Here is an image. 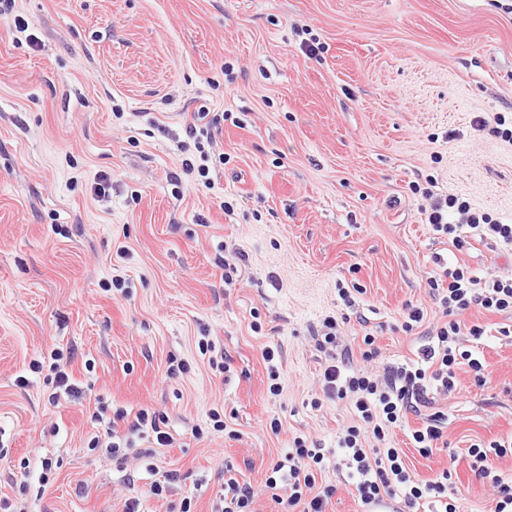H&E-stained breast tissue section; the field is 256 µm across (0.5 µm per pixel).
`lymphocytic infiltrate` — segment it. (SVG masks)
<instances>
[{
	"instance_id": "1",
	"label": "lymphocytic infiltrate",
	"mask_w": 512,
	"mask_h": 512,
	"mask_svg": "<svg viewBox=\"0 0 512 512\" xmlns=\"http://www.w3.org/2000/svg\"><path fill=\"white\" fill-rule=\"evenodd\" d=\"M463 215L460 224L451 223V213ZM428 221L434 231L445 235L456 249L467 248L472 238L493 240L512 249V224L472 210L468 202L456 196L433 197ZM445 316L426 334L417 361L400 366H384L369 371L355 368L349 355L327 365L322 373L324 394L347 403L357 416V424L348 426L336 439V461L344 467L362 504L377 505L401 500L408 512H420L424 502L437 504L438 512H462L460 497L448 489L450 470L433 480L415 479L400 449L391 445L395 428L401 427L408 414L422 418V425L411 433L420 454H431L444 434L448 417L432 411L433 391L451 392L456 387V369L467 365L475 383L486 384L487 365L475 342L484 336L481 326L466 325L465 314L472 308L491 313L512 312V273L480 278L461 267H443L428 281ZM473 345L464 346V337ZM468 454L478 462V474L490 479L496 494L494 512H512V479L494 472L495 459L506 456L501 442L471 445ZM326 454L308 446L304 438L293 441L291 451L273 463L265 480L275 493L281 512H327L333 487H319L315 474Z\"/></svg>"
}]
</instances>
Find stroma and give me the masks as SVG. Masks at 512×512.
Instances as JSON below:
<instances>
[{"label":"stroma","mask_w":512,"mask_h":512,"mask_svg":"<svg viewBox=\"0 0 512 512\" xmlns=\"http://www.w3.org/2000/svg\"><path fill=\"white\" fill-rule=\"evenodd\" d=\"M202 107L219 119L208 185L182 170ZM499 113L512 114V0H15L0 16V501L216 512L233 479L275 512L271 462L299 435L335 447L354 422L323 395L325 319L355 365L367 334L378 363L402 364L443 319L428 287L439 264L512 271L494 243L456 250L412 192L430 179L512 221V140L477 125ZM410 304L424 318L407 333ZM465 321L486 330L489 379L463 366L456 391L435 395L448 425L432 454L408 430L392 444L417 480L452 468L467 512H493L467 450L512 437V313ZM56 349L79 393L55 400ZM174 359L187 370L171 378ZM142 409L164 416L172 444L130 459L129 482L88 442ZM317 484L336 488L330 512H364L335 459Z\"/></svg>","instance_id":"1"}]
</instances>
